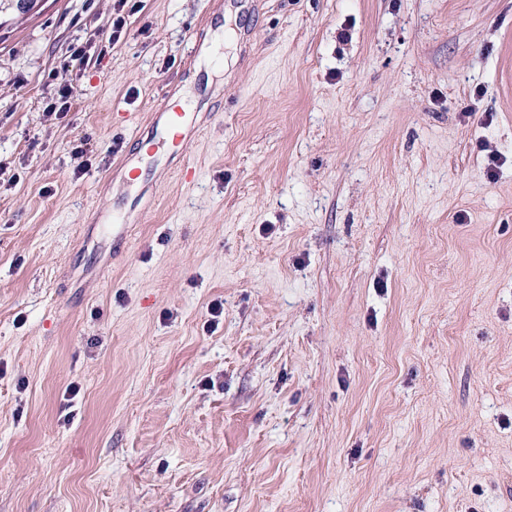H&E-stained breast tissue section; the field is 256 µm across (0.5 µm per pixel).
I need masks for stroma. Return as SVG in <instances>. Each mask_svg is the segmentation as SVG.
<instances>
[{
    "instance_id": "35a3bbf8",
    "label": "stroma",
    "mask_w": 512,
    "mask_h": 512,
    "mask_svg": "<svg viewBox=\"0 0 512 512\" xmlns=\"http://www.w3.org/2000/svg\"><path fill=\"white\" fill-rule=\"evenodd\" d=\"M172 95L200 133L143 192ZM0 512H512V0L1 24ZM88 62V53L84 47L74 48L71 54L60 64L62 70V80L59 83L56 93L50 99L48 108L52 111L67 112L70 109V99L72 97L71 84L65 77L76 70H81ZM63 75L65 76L63 78Z\"/></svg>"
}]
</instances>
